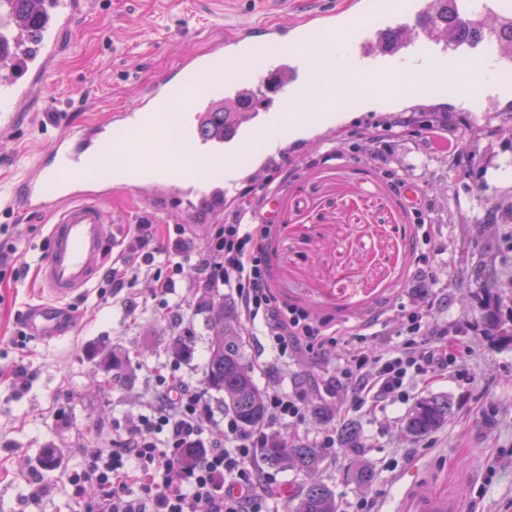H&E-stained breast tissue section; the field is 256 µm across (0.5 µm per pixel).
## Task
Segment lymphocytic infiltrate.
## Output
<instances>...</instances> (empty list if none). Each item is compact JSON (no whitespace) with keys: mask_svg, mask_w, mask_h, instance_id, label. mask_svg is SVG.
<instances>
[{"mask_svg":"<svg viewBox=\"0 0 512 512\" xmlns=\"http://www.w3.org/2000/svg\"><path fill=\"white\" fill-rule=\"evenodd\" d=\"M267 185L251 188L245 206L226 212L216 225L196 266L205 288L232 291L248 325H261L266 342L280 359L310 362L322 369L317 401L348 394L355 407L405 402L415 381L447 374L471 350L448 338L428 319L424 295L409 297L404 326L385 341L356 328L341 329L331 319L281 302L269 283L267 253L273 231ZM156 228L139 224L106 280L120 292L139 277L152 280L160 294L176 286L175 276L190 258L183 229H175L156 262ZM159 405L123 425V438L111 447L86 451L79 470L67 482L77 512H260L252 501L261 484L260 448L269 429L302 423L308 405L297 395L273 393L267 403V426L243 432L235 419H218L211 401L182 377L156 374ZM202 449L199 462L184 467L181 451Z\"/></svg>","mask_w":512,"mask_h":512,"instance_id":"f902f5d3","label":"lymphocytic infiltrate"}]
</instances>
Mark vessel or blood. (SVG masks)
<instances>
[{"mask_svg":"<svg viewBox=\"0 0 512 512\" xmlns=\"http://www.w3.org/2000/svg\"><path fill=\"white\" fill-rule=\"evenodd\" d=\"M90 4L46 0L39 27L24 43L12 20L0 22V41L11 45L25 71L21 78L0 76L1 138L21 125L20 105L34 100ZM335 55L356 76L385 78L393 94L421 97L430 87L449 86L458 97L488 100L496 83L512 81V0H353L348 9L309 11L292 26L273 17L238 28L222 52L185 56L132 109L63 129L13 199L29 213L53 219L50 248L38 268L44 300L28 309L27 333L51 342L74 327L64 302L89 285L114 233L94 185L122 187L149 174L157 195L176 180L196 187L201 211L222 208L224 174L210 164L222 144L204 127L207 113L220 109L212 89L223 88L226 101L241 108L249 87L233 78L234 69L253 58L266 60L260 82L276 87L279 113L273 121L279 124L284 113L296 111L312 68ZM177 101L193 115L181 129L186 156L179 163L165 151L168 111ZM112 153L124 155V172L101 167V159ZM393 512H463V503L444 487L441 472L427 469L399 491Z\"/></svg>","mask_w":512,"mask_h":512,"instance_id":"1","label":"vessel or blood"}]
</instances>
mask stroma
<instances>
[{"instance_id":"stroma-1","label":"stroma","mask_w":512,"mask_h":512,"mask_svg":"<svg viewBox=\"0 0 512 512\" xmlns=\"http://www.w3.org/2000/svg\"><path fill=\"white\" fill-rule=\"evenodd\" d=\"M261 16L258 0H94L68 36L62 66L42 81L40 100L28 106L13 137L0 139V245L14 249L10 264L0 266V512H74L65 474L87 449L111 447L115 422L153 401L155 374L173 372L203 385L210 348L206 315L196 308L199 274L190 262L164 296L143 279L116 294L97 275L66 303L72 332L49 343L23 334L27 308L43 298L37 269L51 220L15 208L10 192L64 127L132 108L183 57L217 51L235 27ZM53 109L54 122L47 118ZM429 110L445 123L452 148L426 145L420 116ZM373 134L386 158L381 170L369 156ZM281 153L284 162L250 171L224 199L231 209L251 186L269 184L275 235L267 261L278 298L314 317H332L336 327L359 323L366 333L386 336L401 328L404 304L420 286L431 318L472 350L461 372L418 383L408 402L352 409L328 424L310 414L301 425L282 426L281 434L313 443L343 420L358 424L375 473L371 486L352 481L351 457L335 449L321 473L341 512L361 501L369 512H391L394 493L430 465L444 472L464 512H512V340L487 335L477 279L490 266L502 321L512 328V112L464 111L444 93L414 96L318 129ZM396 180L426 186L430 244L403 212L391 187ZM102 206L114 225L107 267L142 220L186 228L194 254L224 221L220 213H198L175 187L162 199L118 188ZM239 333L264 393L311 395L316 367L260 352V328L243 326ZM175 336L189 341L190 358L168 356ZM116 358L127 375L117 384ZM19 365L28 373L23 387L9 379ZM431 394L448 398L447 423L421 439L406 436L414 402ZM47 448L56 449L58 465L43 472L49 492L34 500L30 473Z\"/></svg>"}]
</instances>
